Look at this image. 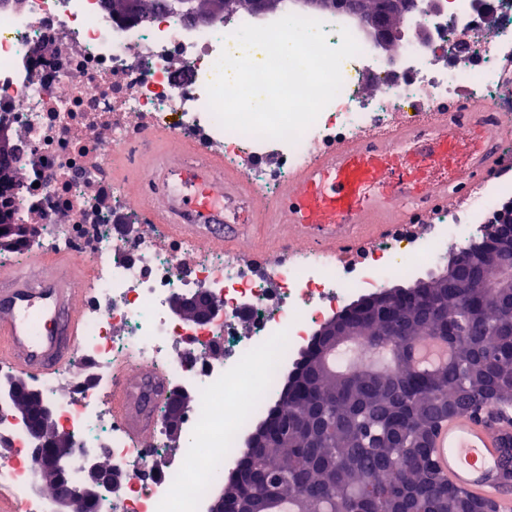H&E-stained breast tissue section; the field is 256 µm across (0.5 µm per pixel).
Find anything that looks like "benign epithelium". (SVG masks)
Segmentation results:
<instances>
[{"mask_svg":"<svg viewBox=\"0 0 512 512\" xmlns=\"http://www.w3.org/2000/svg\"><path fill=\"white\" fill-rule=\"evenodd\" d=\"M169 10L191 17L199 24H207L215 13L224 8L223 0H213L207 11H199L193 5V0H168ZM412 8L410 0H378L376 10L365 20L368 33L380 49H388L400 40V31L392 24V18L405 13ZM119 15L136 20L140 18V0H120L115 6ZM0 249L12 248L22 240H26L38 232L36 224H9L5 222V204H0ZM512 230V210H502L498 222L486 227L484 239L495 244L501 237L502 229ZM491 263L500 270L495 279L496 287L512 283V253L495 252ZM173 315L179 320L207 324L220 311L217 301L205 290L195 294H176L171 300ZM338 317L332 316L324 320L317 336H331L333 341L316 352L321 361H326L327 355L336 346L345 343L353 336L362 333L351 332L337 328ZM192 401V393L182 389L176 393L167 404L163 420L169 432L176 434L180 431L183 416ZM0 402L12 407V420L23 424L28 432L31 444L30 460L32 469L41 488L52 487L56 490L55 498L60 512H91L95 502L102 498L116 497L127 485L138 476L134 470H117L96 457L86 456L80 468L81 477L73 484L67 478V467L76 453V443L69 428L57 420L54 404L47 399L42 391L27 380L8 374L0 378ZM257 494L255 485L243 484L238 496L226 498L218 495L209 507V512H245V501Z\"/></svg>","mask_w":512,"mask_h":512,"instance_id":"7a95c632","label":"benign epithelium"}]
</instances>
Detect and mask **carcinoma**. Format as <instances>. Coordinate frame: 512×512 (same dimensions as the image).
Wrapping results in <instances>:
<instances>
[{
    "mask_svg": "<svg viewBox=\"0 0 512 512\" xmlns=\"http://www.w3.org/2000/svg\"><path fill=\"white\" fill-rule=\"evenodd\" d=\"M512 247L505 238L468 252L464 278H431L422 288H398L397 302L374 294L367 310L341 320L372 326L375 345L388 347L390 364L377 369L350 357L331 375L303 352L284 380L267 420L273 447L253 453L224 482L234 495L239 479L270 489L254 503L271 512L283 500L292 512H499L448 483L431 464L432 440L448 415L512 407V292L488 287L484 255ZM456 351L442 366L419 371L414 344L433 333Z\"/></svg>",
    "mask_w": 512,
    "mask_h": 512,
    "instance_id": "obj_1",
    "label": "carcinoma"
}]
</instances>
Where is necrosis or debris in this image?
Segmentation results:
<instances>
[{
	"mask_svg": "<svg viewBox=\"0 0 512 512\" xmlns=\"http://www.w3.org/2000/svg\"><path fill=\"white\" fill-rule=\"evenodd\" d=\"M407 35L392 54L380 53L356 16L320 14L330 46L348 29L359 55L341 66L336 98L295 142L223 129L208 108L207 86L222 52L238 53L234 32L264 25L262 17L230 12L205 25L165 10L145 23L113 18L103 0H0V127L14 135L19 178L0 185L15 224L40 218V230L15 249L54 258L64 254L93 268L83 307L84 334L71 365L36 379L82 453L118 468L143 467L120 504L100 500L96 512H203L216 488L215 472L237 467L252 424L277 401L284 369L308 346L316 326L353 295L392 278H412L422 263L480 239L485 224L512 199V148L496 135L512 119V0H443L440 11L418 0ZM494 33L474 42L485 13ZM430 33L418 42V30ZM374 94H366L367 86ZM466 96L486 99L485 112L465 118L459 132L505 158L495 177L453 174L461 202L425 212L429 232L404 226L353 253L329 254L288 245L251 255L215 252L189 238L161 234L166 212L146 215L126 184L112 174V157L127 147L147 151L150 135L169 132L199 156L215 147L249 192L275 206L294 173L326 146L383 134L417 113L418 141L433 135L423 112L455 111ZM149 224L130 239L119 227ZM207 289L221 303L217 320L199 325L171 317L173 295ZM224 347L223 358L211 352ZM136 354L148 371H163L170 390L196 398L183 419L186 444L170 461L166 428L153 442L134 444L109 408L112 367ZM98 380L84 386L87 363ZM73 384L60 397V382ZM0 408V446L11 454L0 467L23 512H52L51 497L33 491L25 428Z\"/></svg>",
	"mask_w": 512,
	"mask_h": 512,
	"instance_id": "1",
	"label": "necrosis or debris"
}]
</instances>
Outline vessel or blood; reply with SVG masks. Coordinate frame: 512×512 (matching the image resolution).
<instances>
[{"label":"vessel or blood","instance_id":"vessel-or-blood-1","mask_svg":"<svg viewBox=\"0 0 512 512\" xmlns=\"http://www.w3.org/2000/svg\"><path fill=\"white\" fill-rule=\"evenodd\" d=\"M412 138L411 127L404 125L385 137L340 145L301 170L276 207L252 213L250 222L274 225L289 239H306L331 253L411 223L408 196L417 195L428 205L448 199L447 178L415 189L393 179L398 156ZM457 142L450 129H440L414 160L412 175L449 162L448 148ZM223 171V156L213 154L201 165L185 166L170 134L163 133L136 182L163 185L159 201L178 218L169 233L200 238L207 249L220 251L237 243L235 234L219 230L224 196L214 192L213 179ZM45 268L41 257L33 255L21 267L0 270V363L34 377L55 375L69 365L82 331V299L88 294V277L79 266L65 261L50 274ZM127 370L123 364L115 371L109 401L139 443L153 425L149 410L167 396L168 384L162 373H150L149 396L132 398ZM511 447L508 410L454 415L432 440L439 474L475 496L495 499L500 512H512V474L503 465V453Z\"/></svg>","mask_w":512,"mask_h":512}]
</instances>
